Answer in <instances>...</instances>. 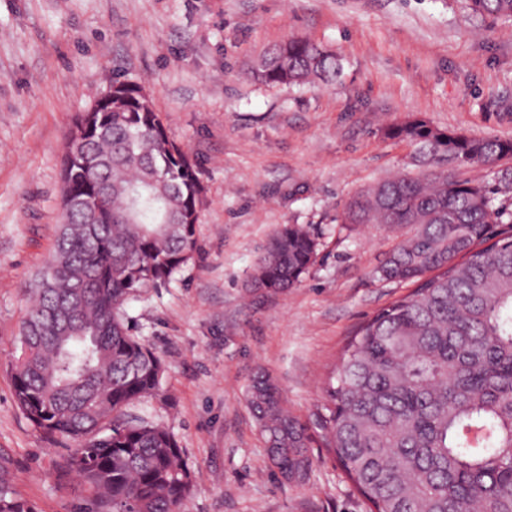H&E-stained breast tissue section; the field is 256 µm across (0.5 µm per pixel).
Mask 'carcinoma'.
<instances>
[{
	"instance_id": "obj_1",
	"label": "carcinoma",
	"mask_w": 512,
	"mask_h": 512,
	"mask_svg": "<svg viewBox=\"0 0 512 512\" xmlns=\"http://www.w3.org/2000/svg\"><path fill=\"white\" fill-rule=\"evenodd\" d=\"M472 14L512 18V0H468ZM336 56L304 37L267 50L253 79L277 86L336 77ZM112 105L81 112L66 135L61 224L37 274L11 364L31 426L72 441L66 468L91 512H183L193 473L174 435L127 409L159 395L161 358L125 306L194 262L205 187L167 133L149 93L115 81ZM439 168L377 183L349 199L343 224L413 228L380 268L416 288L360 325L329 382L327 447L371 512H512V167L494 186L459 171L512 156V141L441 131L422 120L388 129ZM316 238L284 224L251 275L267 296L295 287ZM249 405L285 480L310 467L306 425L268 376ZM0 512H35L0 480Z\"/></svg>"
}]
</instances>
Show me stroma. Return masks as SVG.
I'll return each mask as SVG.
<instances>
[{"mask_svg":"<svg viewBox=\"0 0 512 512\" xmlns=\"http://www.w3.org/2000/svg\"><path fill=\"white\" fill-rule=\"evenodd\" d=\"M307 37L333 51L329 85L244 76L267 48ZM141 83L206 188L200 256L128 302L132 332L163 359V398L133 414L168 428L195 475L184 512H368L324 446L325 392L355 330L410 285L380 279L407 227L343 224L355 194L422 168L386 128L421 118L512 140V18L466 0H0V463L36 512H86L63 472L68 440L35 431L10 362L27 290L59 229L67 130L114 79ZM318 242L285 294L246 283L273 233ZM312 436L305 480H282L247 402L258 372Z\"/></svg>","mask_w":512,"mask_h":512,"instance_id":"1","label":"stroma"}]
</instances>
